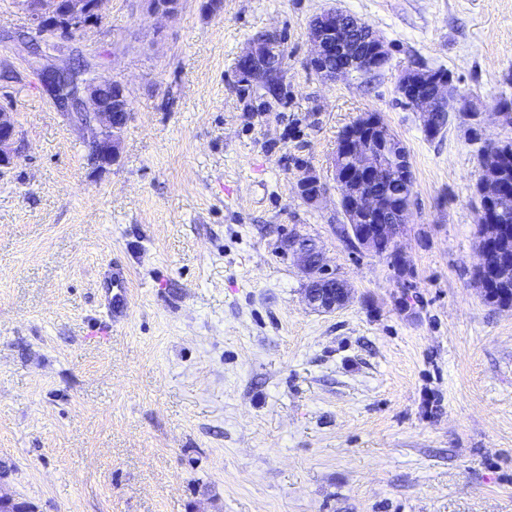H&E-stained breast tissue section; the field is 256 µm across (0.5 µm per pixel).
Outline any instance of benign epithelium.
I'll return each mask as SVG.
<instances>
[{"label": "benign epithelium", "instance_id": "1", "mask_svg": "<svg viewBox=\"0 0 512 512\" xmlns=\"http://www.w3.org/2000/svg\"><path fill=\"white\" fill-rule=\"evenodd\" d=\"M110 0H15V7L24 15L25 31L47 41L53 50L74 31L83 32L101 22ZM149 10L169 16L177 11L179 0H147ZM306 32L312 50L310 67L324 80H334L353 72L375 73L385 68L390 49L372 29L357 16L340 10H328ZM285 66L283 38L274 31L262 40H252L238 58L237 72L244 73L257 85L275 87ZM45 90L55 98L67 115L97 131L89 143V156L95 168L105 171L119 158L121 134L130 118V100L125 86L115 80L72 69H51L40 73ZM456 87L430 77V71L413 69L400 79L402 102L420 114L424 134L435 133L439 118H449L448 100ZM387 125L379 114H361L345 135L341 136L334 161V180L340 207L346 219L345 234L352 246L378 255L390 254L407 259L398 250V240L404 232L411 210L410 196L403 194L399 209L400 222L389 223V216L377 187L383 181V160L389 152L385 143ZM501 143L484 145L481 153L482 173L495 164ZM20 157V136L16 113L0 107V174L10 169ZM317 186L311 201L324 194L320 178L304 171L298 178L300 195ZM483 225L482 245L479 246V267H495L488 263L495 241L505 229L497 223V209L491 201L478 210ZM283 246L296 258L305 277L304 296L308 306L332 312L348 300L345 284L336 282L329 272L324 254L315 240L290 234ZM0 512H32V507L19 496L0 487Z\"/></svg>", "mask_w": 512, "mask_h": 512}]
</instances>
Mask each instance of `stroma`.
<instances>
[{
	"label": "stroma",
	"mask_w": 512,
	"mask_h": 512,
	"mask_svg": "<svg viewBox=\"0 0 512 512\" xmlns=\"http://www.w3.org/2000/svg\"><path fill=\"white\" fill-rule=\"evenodd\" d=\"M111 0L52 64L128 91L121 156L100 172L14 42L0 0V106L23 152L0 177V469L35 512H512V309L479 263L477 146L512 139V0ZM361 18L391 48L377 74L322 81L310 20ZM285 42L276 94L236 63ZM447 69L461 98L436 138L399 103L408 70ZM379 113L406 147L414 209L389 259L354 249L332 188L341 131ZM329 188L310 203L296 178ZM313 238L350 299L310 308L289 232ZM127 266L126 315L100 306Z\"/></svg>",
	"instance_id": "35a3bbf8"
}]
</instances>
